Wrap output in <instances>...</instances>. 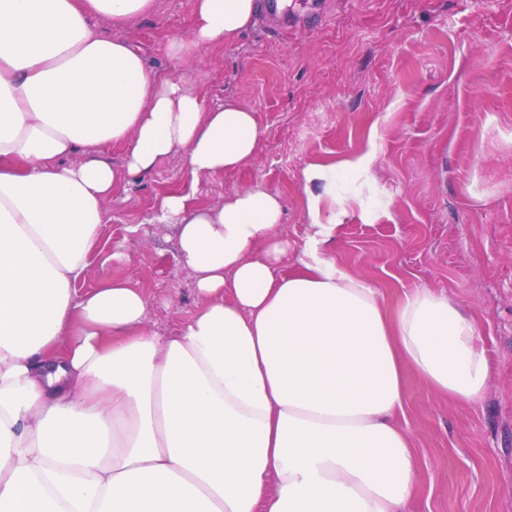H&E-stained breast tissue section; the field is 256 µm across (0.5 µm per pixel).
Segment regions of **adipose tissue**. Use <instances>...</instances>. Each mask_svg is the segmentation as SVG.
Here are the masks:
<instances>
[{"instance_id": "1", "label": "adipose tissue", "mask_w": 512, "mask_h": 512, "mask_svg": "<svg viewBox=\"0 0 512 512\" xmlns=\"http://www.w3.org/2000/svg\"><path fill=\"white\" fill-rule=\"evenodd\" d=\"M156 0H0V512H403L418 458L397 418L404 376L481 405L491 362L473 320L428 288L386 306L325 249L346 206L282 272L279 194L197 204L196 179L242 167L250 109L158 78L104 34ZM259 0H194L179 60L235 42ZM125 148L122 167L104 150ZM77 163H70L72 155ZM193 180L149 217L178 228L199 305L178 335L150 298L83 276L105 202L169 157ZM263 258H254L256 249Z\"/></svg>"}]
</instances>
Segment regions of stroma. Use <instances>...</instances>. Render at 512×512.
Returning <instances> with one entry per match:
<instances>
[{"mask_svg": "<svg viewBox=\"0 0 512 512\" xmlns=\"http://www.w3.org/2000/svg\"><path fill=\"white\" fill-rule=\"evenodd\" d=\"M192 2L157 0L154 14L101 30L145 45L158 77L185 76L264 126L252 160L203 181L200 201L279 193L288 272L310 232L306 195L321 189L305 168L375 150L371 178L336 177L349 215L329 254L387 292L445 294L474 318L492 361L477 408L407 375L401 425L420 461L407 512H512V0H288L234 43L170 62ZM188 184L178 155L108 200L78 292L120 278L151 296L148 325L176 335L198 306L194 280L173 225L145 218Z\"/></svg>", "mask_w": 512, "mask_h": 512, "instance_id": "obj_1", "label": "stroma"}]
</instances>
